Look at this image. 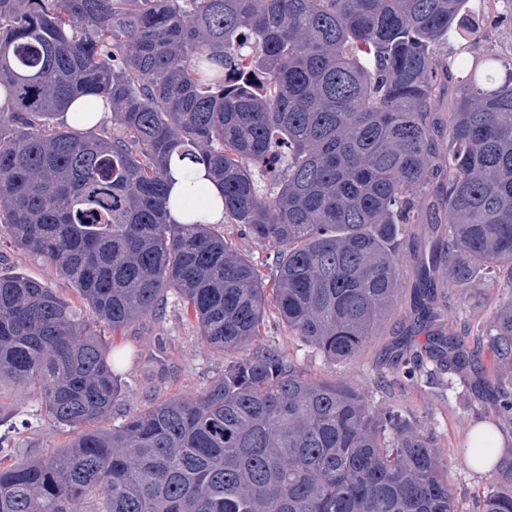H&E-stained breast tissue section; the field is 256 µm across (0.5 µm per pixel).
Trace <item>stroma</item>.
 <instances>
[{
  "instance_id": "35a3bbf8",
  "label": "stroma",
  "mask_w": 512,
  "mask_h": 512,
  "mask_svg": "<svg viewBox=\"0 0 512 512\" xmlns=\"http://www.w3.org/2000/svg\"><path fill=\"white\" fill-rule=\"evenodd\" d=\"M401 289L394 309L377 334L350 361L327 360L303 342L281 321L276 309H268L257 346L276 351L307 375L319 380L342 379L364 394L372 405L391 408L407 417L414 428L431 438L448 463V480L460 512H472L473 503L492 481L490 473L456 462L457 448L467 444L477 425L494 429L502 452L512 451V419L501 417L492 397L476 391L473 381L483 378L484 368L473 363L465 379H434L419 375L397 380L401 366L394 345L407 338L412 349H420L427 338L412 305L413 267L411 249L401 257ZM23 273L42 281L60 294L70 295L68 282L29 253L0 238V276ZM512 276L501 271L484 276L474 287L451 289L438 306L444 315V332L470 328L472 336H485L508 291ZM114 351L126 354L122 368L125 394L112 409L109 422L119 425L127 415L150 403L171 396L193 398L205 391L224 372L225 356L200 338L194 314L176 294H168L160 315H147L111 338ZM0 426L8 428L7 444L38 453L64 447L69 434L40 414L39 399L32 389L0 380Z\"/></svg>"
}]
</instances>
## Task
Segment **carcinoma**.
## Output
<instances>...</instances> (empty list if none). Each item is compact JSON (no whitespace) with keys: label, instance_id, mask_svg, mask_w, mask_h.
Instances as JSON below:
<instances>
[{"label":"carcinoma","instance_id":"carcinoma-1","mask_svg":"<svg viewBox=\"0 0 512 512\" xmlns=\"http://www.w3.org/2000/svg\"><path fill=\"white\" fill-rule=\"evenodd\" d=\"M471 0H0V233L66 280L93 314L24 274L0 277V379L32 388L71 436L0 448V512H458L448 464L401 414L341 380L254 349L266 308L335 362L395 305L401 236L444 225L418 254L427 324L437 275L467 288L512 273V58L457 63L432 111L452 31L498 25ZM112 104V131L58 124L79 97ZM202 160L224 217L271 247L268 281L209 224H170L173 153ZM278 191L260 192L256 175ZM436 203L424 211L429 186ZM175 291L202 340L230 356L194 399L105 422L123 394L104 331L160 312ZM488 384L512 417V296L488 338ZM468 336L430 334L419 367L457 372ZM456 456L512 484L485 429ZM477 512H512L491 487Z\"/></svg>","mask_w":512,"mask_h":512}]
</instances>
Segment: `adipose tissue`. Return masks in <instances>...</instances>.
Returning <instances> with one entry per match:
<instances>
[{"label":"adipose tissue","instance_id":"obj_1","mask_svg":"<svg viewBox=\"0 0 512 512\" xmlns=\"http://www.w3.org/2000/svg\"><path fill=\"white\" fill-rule=\"evenodd\" d=\"M167 220L173 224H220L224 221L221 187L207 167L188 160H173L169 169Z\"/></svg>","mask_w":512,"mask_h":512}]
</instances>
